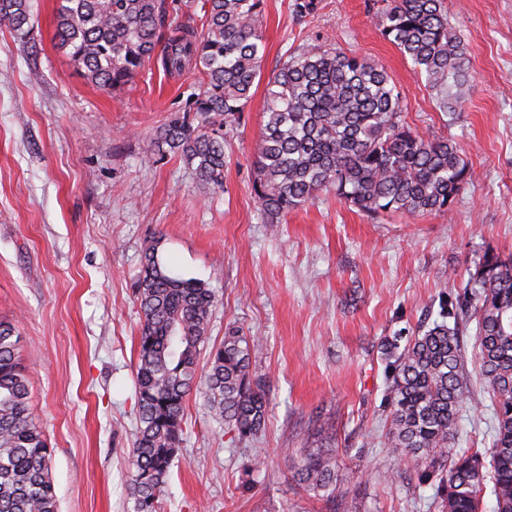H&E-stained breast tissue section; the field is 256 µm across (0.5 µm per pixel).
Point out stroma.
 Here are the masks:
<instances>
[{
    "label": "stroma",
    "mask_w": 512,
    "mask_h": 512,
    "mask_svg": "<svg viewBox=\"0 0 512 512\" xmlns=\"http://www.w3.org/2000/svg\"><path fill=\"white\" fill-rule=\"evenodd\" d=\"M58 0H34L25 34L0 27V321L20 337L30 406L51 451L58 512H134L135 365L141 259L157 245L174 273L219 300L208 346L232 327L259 337L264 431L239 439L189 396L180 458L161 512H439L431 485L384 445L390 426L385 345L437 319L484 255L512 256V0H444L472 75L454 112L372 20L373 0H264L265 74L304 43L382 64L419 131L454 138L471 179L452 218H372L331 194L265 223L252 194L267 91L259 84L226 136L224 185L200 189L180 157H146L170 113L187 109L197 72L153 59L113 93L85 82L57 47ZM476 322L460 323L470 393L456 445L495 434L479 374ZM335 448L329 499L294 462Z\"/></svg>",
    "instance_id": "1"
}]
</instances>
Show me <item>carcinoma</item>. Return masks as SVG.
I'll use <instances>...</instances> for the list:
<instances>
[{
    "instance_id": "1",
    "label": "carcinoma",
    "mask_w": 512,
    "mask_h": 512,
    "mask_svg": "<svg viewBox=\"0 0 512 512\" xmlns=\"http://www.w3.org/2000/svg\"><path fill=\"white\" fill-rule=\"evenodd\" d=\"M382 2L376 11L382 36L436 93L439 109L456 111L469 90L468 60L444 0ZM204 4L197 33L167 24V0H59L56 37L80 75L107 93L127 86L156 56L171 75L196 70L198 93L189 111L172 114L146 153L181 157L201 187L215 188L223 186L226 131L239 123L263 74V0ZM32 19L33 0H0V25L22 32ZM402 111L400 93L375 60L325 45L296 48L267 82L252 185L265 223H281L321 193L373 217L451 215L470 178L463 150L452 138L412 129ZM137 301L138 422L128 491L135 512H160L216 295L206 283L173 273L154 244L143 256ZM471 301L480 375L497 418L488 465L478 450L454 451V426L469 394L456 324ZM438 316L405 346L389 344L394 362L385 447L422 482L437 483L442 512H482L489 482L494 512H512V258L483 257L463 295L441 304ZM18 344L16 328L0 323V512H58ZM258 347L256 337L230 330L204 372L210 412L242 439L261 433L267 419L266 393L252 363ZM297 477L316 494L330 492L336 449L306 456Z\"/></svg>"
}]
</instances>
